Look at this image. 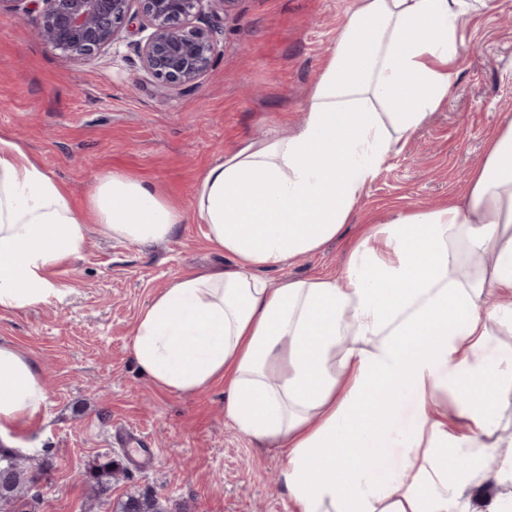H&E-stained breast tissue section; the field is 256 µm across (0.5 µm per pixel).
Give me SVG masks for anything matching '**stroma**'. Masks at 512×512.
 I'll list each match as a JSON object with an SVG mask.
<instances>
[{"label":"stroma","mask_w":512,"mask_h":512,"mask_svg":"<svg viewBox=\"0 0 512 512\" xmlns=\"http://www.w3.org/2000/svg\"><path fill=\"white\" fill-rule=\"evenodd\" d=\"M351 0H214L207 21L219 54L198 87L161 95L142 76L136 33L75 61L42 44L31 19L0 14V134L53 173L74 207L95 178L120 172L150 183L190 209L203 171L240 140L302 122L310 89ZM464 44L447 98L400 154L389 157L342 239L291 265L271 282L337 276L364 225L461 200L470 171L505 114H512V23L503 11L459 21ZM230 260L187 220L168 240L120 242L89 225L80 258L52 269L64 295L49 304L0 310V344L33 357L46 388L41 411L1 442L40 470L36 512H112L131 494H159L169 512H290L278 480L281 449L265 448L224 414V385L192 394L144 376L129 350L143 308L172 280ZM146 436L151 458L134 463L114 440L117 427ZM461 497L463 512H512V480L493 465ZM112 479L92 496L99 465Z\"/></svg>","instance_id":"stroma-1"}]
</instances>
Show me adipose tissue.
Listing matches in <instances>:
<instances>
[{"label":"adipose tissue","instance_id":"adipose-tissue-1","mask_svg":"<svg viewBox=\"0 0 512 512\" xmlns=\"http://www.w3.org/2000/svg\"><path fill=\"white\" fill-rule=\"evenodd\" d=\"M490 0H353L290 134L250 138L200 176L191 211L144 181L99 176L77 210L54 176L0 136V309L62 295L48 272L78 258L88 225L129 244L194 219L229 267L181 277L143 309L130 353L178 393L224 383V413L282 449L293 512H459L497 415L512 405V352L488 359L486 322L512 325V117L459 203L367 226L340 277L287 278L341 237L389 156L447 97L457 20ZM46 400L33 359L0 345V438ZM467 431L448 429L447 408ZM394 448L379 473L367 451ZM468 459L464 469L449 456Z\"/></svg>","mask_w":512,"mask_h":512}]
</instances>
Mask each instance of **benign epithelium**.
Here are the masks:
<instances>
[{
    "instance_id": "benign-epithelium-1",
    "label": "benign epithelium",
    "mask_w": 512,
    "mask_h": 512,
    "mask_svg": "<svg viewBox=\"0 0 512 512\" xmlns=\"http://www.w3.org/2000/svg\"><path fill=\"white\" fill-rule=\"evenodd\" d=\"M209 0H0V13L35 16L34 35L68 58L90 60L123 31L136 43L141 69L157 91L174 96L193 88L212 68L217 46L202 22Z\"/></svg>"
}]
</instances>
